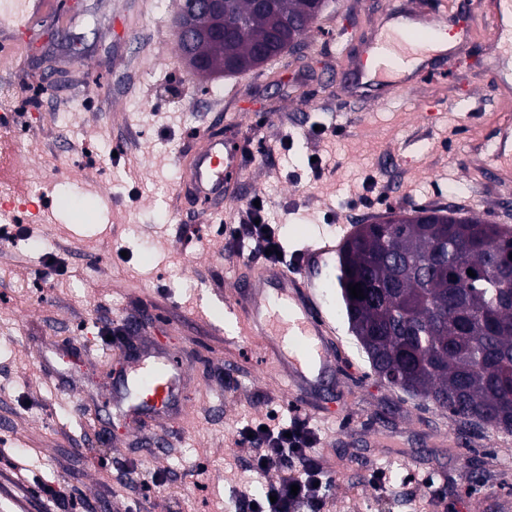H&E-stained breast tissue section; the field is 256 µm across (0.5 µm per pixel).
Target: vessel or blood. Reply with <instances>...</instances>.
I'll return each instance as SVG.
<instances>
[{
  "label": "vessel or blood",
  "instance_id": "1",
  "mask_svg": "<svg viewBox=\"0 0 512 512\" xmlns=\"http://www.w3.org/2000/svg\"><path fill=\"white\" fill-rule=\"evenodd\" d=\"M53 7V0H0V55H10L17 46L16 33L29 29ZM396 18L408 21L405 42L412 47L423 46L424 33H435L447 23L443 15H422L419 0H405L402 10L380 15L375 27L383 29ZM336 72L337 95L352 98L366 76L362 61H344ZM244 148L243 141L228 142L220 126L204 130L200 144L180 158L183 177L177 195L200 205L202 213H223L225 197L236 196L242 180ZM225 311L239 323L241 336L258 341L266 356L279 360L291 399L309 403L325 376L335 373L336 327L323 315L317 286L307 273L282 265L242 267L225 299ZM119 354L130 370L121 398L128 414L157 421L182 408V359L170 352L133 353L125 347Z\"/></svg>",
  "mask_w": 512,
  "mask_h": 512
}]
</instances>
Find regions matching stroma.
<instances>
[{
  "label": "stroma",
  "instance_id": "obj_1",
  "mask_svg": "<svg viewBox=\"0 0 512 512\" xmlns=\"http://www.w3.org/2000/svg\"><path fill=\"white\" fill-rule=\"evenodd\" d=\"M498 3L424 0L457 37L446 75L384 102L370 86L338 100L323 74L391 0H327L290 66L275 58L207 79L174 41L179 0H62L60 21L21 33L26 63L0 68L21 105L18 140L0 141V181L42 195L19 198L36 217L0 243V512L18 501L25 512H241V492L277 480L250 471L238 432L287 415V383L259 343L224 330L215 291L231 289L237 262L220 230L257 197L290 259L392 209L449 207L512 227V188L498 185L512 167L494 157L512 129V89L499 78L500 45L469 30ZM57 27L72 43L48 39ZM218 119L255 132L244 189L223 215L179 214V154ZM69 196L76 207L60 206ZM336 273L315 274L346 356L310 418L329 481L322 512H473L471 501L512 497V434L472 431L375 375ZM138 314L140 336L181 352L189 375L161 453L113 407L126 367L103 354L113 327ZM45 485L64 499H45Z\"/></svg>",
  "mask_w": 512,
  "mask_h": 512
}]
</instances>
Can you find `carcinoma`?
<instances>
[{"label":"carcinoma","instance_id":"1","mask_svg":"<svg viewBox=\"0 0 512 512\" xmlns=\"http://www.w3.org/2000/svg\"><path fill=\"white\" fill-rule=\"evenodd\" d=\"M318 0H224V37L178 48L201 77L254 69L304 39ZM512 228L450 208L391 209L357 224L338 250L337 283L352 332L378 377L463 424L512 433ZM472 270L475 276L467 274ZM361 284L364 298L350 296Z\"/></svg>","mask_w":512,"mask_h":512}]
</instances>
